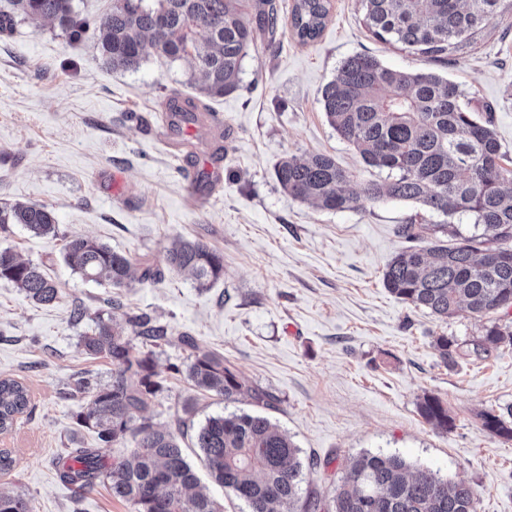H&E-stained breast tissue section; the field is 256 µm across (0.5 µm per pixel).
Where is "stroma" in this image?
Wrapping results in <instances>:
<instances>
[{
  "label": "stroma",
  "mask_w": 512,
  "mask_h": 512,
  "mask_svg": "<svg viewBox=\"0 0 512 512\" xmlns=\"http://www.w3.org/2000/svg\"><path fill=\"white\" fill-rule=\"evenodd\" d=\"M279 5L275 41L250 52L239 89L206 100V118L187 134L170 131L164 107L175 94L196 97L189 61L151 52L134 70L105 66L100 24L112 0H72L88 23L77 40L53 21L0 32V206L46 207L58 227L54 238L19 224L0 234L1 250L39 264L61 290L57 303L42 306L0 280V376L21 381L30 395L26 412L0 434V450L15 460L0 484L23 492L35 512H132L112 498L106 480L78 494L59 474L76 448L96 449L108 464L127 453L78 425L86 400L72 391L81 377L112 381L111 359L87 355L79 340L97 319H112L116 295L126 311L148 313L168 329L160 345L132 339L136 350L152 352L162 386L142 417L181 434L192 463L200 461L195 431L208 417L255 407L198 391L187 376L192 358L183 335L274 396L266 415L302 461L397 453L471 485L479 512H512V440L492 436L482 422L483 412L512 404V348L444 363L435 337L476 340L486 319L439 320L383 284L388 263L407 245L400 227L435 224L438 216H420L403 201L317 209L288 196L274 173L283 157L325 153L350 172L355 192L384 179L336 134L321 104L337 67L356 54L458 84L464 107L491 108L492 129L512 160V17L438 61L373 39L357 0H331L322 35L300 45L290 26L295 0ZM217 150L222 182L199 183ZM77 235L130 257L135 278L127 288L71 270L63 246ZM181 238L223 254L224 274L211 287L165 268L167 249ZM148 263L162 267L161 279L141 280ZM77 304L86 311L78 323L70 317ZM426 394L447 405L451 432L420 416Z\"/></svg>",
  "instance_id": "1"
}]
</instances>
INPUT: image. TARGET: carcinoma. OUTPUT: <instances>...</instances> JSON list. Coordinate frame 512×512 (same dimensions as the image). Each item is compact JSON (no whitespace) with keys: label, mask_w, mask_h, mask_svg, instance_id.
Instances as JSON below:
<instances>
[{"label":"carcinoma","mask_w":512,"mask_h":512,"mask_svg":"<svg viewBox=\"0 0 512 512\" xmlns=\"http://www.w3.org/2000/svg\"><path fill=\"white\" fill-rule=\"evenodd\" d=\"M362 22L376 40L399 44L409 52L439 58L470 45L476 32L499 24L503 0H358ZM330 0H296L291 27L302 45L317 40L330 17ZM54 20L72 39L87 21L75 16L70 0H11L0 15V29ZM276 0H112L103 24L100 52L112 70L139 68L147 51L172 62L189 59L194 84L202 97L235 91L244 59L260 41L276 38ZM459 86L434 73L391 69L377 58H346L322 91V108L337 135L352 145L364 163L386 172L363 194L348 190L350 174L326 154L288 156L275 176L289 196L329 211L355 210L362 200L412 202L448 218L444 224H405L400 235L413 242L431 228L451 238L430 247L410 245L387 266L385 288L403 303L423 307L446 320L467 314L486 317L512 308V166L491 129L461 105ZM187 123L198 121L192 98L169 105ZM466 216L473 232L464 234L455 220ZM21 224L39 237L56 236L53 213L45 207L16 202L0 207V230ZM64 259L85 279L122 288L131 279L132 263L123 253L90 237L67 241ZM166 265L184 271L202 287L224 275V256L198 240H180L167 251ZM0 280L20 288L39 305L60 298V289L40 267L9 249L0 250ZM131 333L154 343L169 340L167 328L146 313L128 315ZM193 351L188 376L195 387L232 403L246 394L272 406L273 397L245 380L224 356ZM80 346L90 355L112 360V384L93 386L80 380L75 393L87 398L77 415L103 442L123 443L131 436L128 457L106 466L96 450L77 448L68 455L60 477L84 491L106 476L112 497L133 512H224V506L198 490L199 478L174 432L142 422L160 390L152 353L135 350L124 330L99 322ZM445 363L463 355L481 358L512 347V328L497 322L463 350L454 336L434 339ZM29 405L27 388L0 378V433L9 431ZM420 415L444 433L454 428L448 408L433 396L419 403ZM493 436L512 440V407L483 415ZM212 479L243 500L248 512H478L477 496L465 482H451L427 468L413 467L398 455L364 453L339 478L330 498L311 491L302 499L303 464L290 437L260 413L211 417L195 435ZM0 512H34L23 494L0 487Z\"/></svg>","instance_id":"1"}]
</instances>
